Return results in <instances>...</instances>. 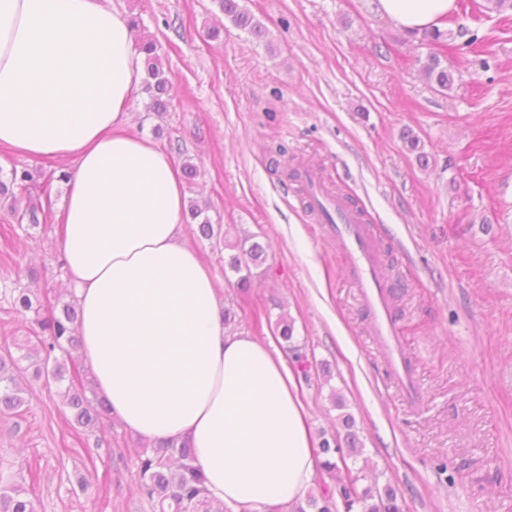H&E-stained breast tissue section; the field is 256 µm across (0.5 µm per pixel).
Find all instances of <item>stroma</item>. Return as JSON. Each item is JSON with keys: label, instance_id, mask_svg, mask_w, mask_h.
Listing matches in <instances>:
<instances>
[{"label": "stroma", "instance_id": "stroma-1", "mask_svg": "<svg viewBox=\"0 0 512 512\" xmlns=\"http://www.w3.org/2000/svg\"><path fill=\"white\" fill-rule=\"evenodd\" d=\"M114 2L138 19L135 38L157 42L173 83L163 115L138 95L133 131L192 159L191 195L212 223L270 245L236 328L268 340L288 314L295 343L330 371L299 385L311 440L350 414L357 467L391 483L405 512H512V11L448 23L442 58L460 79L442 92L421 71L429 45L367 0H239L267 26L265 43L226 24L214 0ZM407 127L428 167L400 140ZM279 143L288 152L276 158ZM306 166L376 228L403 294L420 411L390 384L358 287L291 176ZM59 255L55 226L24 232L0 203V349L27 334L17 284L46 306L66 297ZM26 387L24 414H0L1 483L24 484L36 512H152L135 434L119 422L76 429L55 388L31 375Z\"/></svg>", "mask_w": 512, "mask_h": 512}]
</instances>
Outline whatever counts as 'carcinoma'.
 Segmentation results:
<instances>
[{"label": "carcinoma", "mask_w": 512, "mask_h": 512, "mask_svg": "<svg viewBox=\"0 0 512 512\" xmlns=\"http://www.w3.org/2000/svg\"><path fill=\"white\" fill-rule=\"evenodd\" d=\"M220 11L236 27L246 31L259 41L268 37L264 24L246 12L239 0H215ZM137 47L144 54L145 80L143 91L148 94L145 110L161 114L169 110L172 102V84L158 53V45L150 39H142ZM426 80L438 89L446 91L453 87L455 73L443 63L441 52L431 51L423 65ZM406 148L416 154L417 162L428 166L427 155L421 151L419 138L411 129L401 132ZM66 171L47 173L42 169L12 168L7 182L0 180V198L16 199L30 186L42 179L66 181ZM51 203L28 202L20 210L12 211L18 225L38 228L50 219L47 207ZM192 220L198 222V232L206 239L215 235L214 224L206 214V208L193 200L188 207ZM231 254L224 258V271L236 275L227 280V286L238 295H245L251 288L252 269L266 261V249L254 234H240L233 242H224ZM13 306L19 311L31 312L34 317L24 342L15 344V350L0 354V413L21 412L27 404L25 398V373L21 366L31 362L34 374L55 385L57 394L71 412L73 423L81 431L93 432L112 422V412L100 400L95 391L94 379L88 374H75L72 352L79 347L76 329L77 308L74 298L58 300L50 311L43 312L40 300L28 288H17L13 295ZM275 331L289 344L292 362L298 375L308 381L320 375L315 360L309 358L305 348L293 342L294 324L286 315L279 316ZM344 431L338 430L320 435L318 456L323 480L317 488L310 489L305 498L292 504L288 512H404L403 498L390 484L359 486V476L354 474L352 464L362 455V445L354 420L342 416ZM140 488L152 505L153 512H231L214 504L208 497L205 478L193 463L192 449L184 440H170L158 446L143 445L138 457ZM0 512H34L29 491L22 484L0 488Z\"/></svg>", "instance_id": "cac0c4a2"}]
</instances>
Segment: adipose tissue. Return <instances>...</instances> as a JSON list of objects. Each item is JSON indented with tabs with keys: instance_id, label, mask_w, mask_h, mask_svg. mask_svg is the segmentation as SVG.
<instances>
[{
	"instance_id": "1",
	"label": "adipose tissue",
	"mask_w": 512,
	"mask_h": 512,
	"mask_svg": "<svg viewBox=\"0 0 512 512\" xmlns=\"http://www.w3.org/2000/svg\"><path fill=\"white\" fill-rule=\"evenodd\" d=\"M454 3L370 0L408 32L440 26ZM143 78L111 0H0V145L75 165L60 252L98 395L146 441L188 439L214 501L286 512L317 469L296 377L272 342L225 331L176 163L129 129Z\"/></svg>"
}]
</instances>
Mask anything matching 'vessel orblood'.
<instances>
[{
    "mask_svg": "<svg viewBox=\"0 0 512 512\" xmlns=\"http://www.w3.org/2000/svg\"><path fill=\"white\" fill-rule=\"evenodd\" d=\"M302 179L310 205L318 212L325 232L335 239L360 285L361 301L373 323L375 343L388 363L394 383L412 408L421 407L424 393L408 363L402 330L394 316L392 286L373 227L365 224L345 199L328 192L317 173L303 170Z\"/></svg>",
    "mask_w": 512,
    "mask_h": 512,
    "instance_id": "obj_1",
    "label": "vessel or blood"
}]
</instances>
